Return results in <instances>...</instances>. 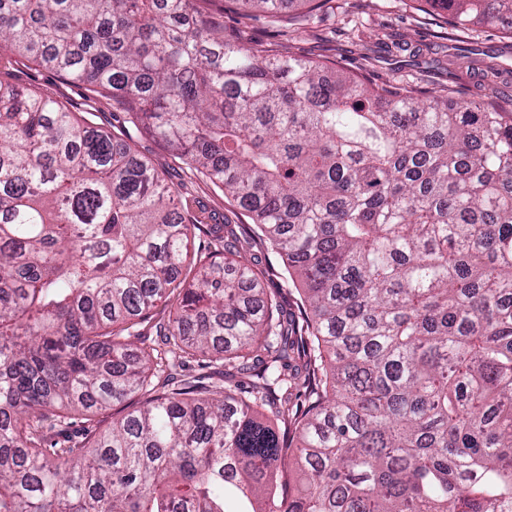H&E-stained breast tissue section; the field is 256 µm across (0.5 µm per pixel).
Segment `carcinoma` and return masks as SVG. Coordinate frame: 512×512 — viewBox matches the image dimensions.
I'll use <instances>...</instances> for the list:
<instances>
[{"label":"carcinoma","instance_id":"carcinoma-1","mask_svg":"<svg viewBox=\"0 0 512 512\" xmlns=\"http://www.w3.org/2000/svg\"><path fill=\"white\" fill-rule=\"evenodd\" d=\"M425 2L512 34V0ZM223 14L0 0V56L84 83L253 220L186 218L128 141L0 71V512H512V97L372 86ZM144 323L165 349L133 356ZM189 355L241 380L175 377ZM145 398L146 396L138 394L123 404L114 405L111 410L99 415H91V417L88 418H92V421L85 423V426L92 430H105L112 424V421L121 419L132 407L139 406L140 402Z\"/></svg>","mask_w":512,"mask_h":512}]
</instances>
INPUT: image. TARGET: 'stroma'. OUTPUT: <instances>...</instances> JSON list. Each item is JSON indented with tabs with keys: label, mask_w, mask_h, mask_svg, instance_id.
<instances>
[{
	"label": "stroma",
	"mask_w": 512,
	"mask_h": 512,
	"mask_svg": "<svg viewBox=\"0 0 512 512\" xmlns=\"http://www.w3.org/2000/svg\"><path fill=\"white\" fill-rule=\"evenodd\" d=\"M440 20L436 11L416 9L415 0H332L327 11L311 20L306 32L282 37L264 21L229 11L224 15V36L233 41L268 42L284 54L331 55L346 71L376 83L417 85L443 94L451 90L472 100L488 93L481 71L493 60L499 65L495 87L512 94V39L504 30L470 24L459 33L441 28ZM459 35L473 53V68L457 63L453 56L450 44ZM5 64L24 86L76 111L91 110L82 83L61 80L49 68L11 57ZM134 141L140 155L148 157L165 182L178 190L179 203L190 214L204 217L209 224L249 223L248 214L208 179L184 173L177 159L154 137L141 132L135 134Z\"/></svg>",
	"instance_id": "obj_1"
}]
</instances>
